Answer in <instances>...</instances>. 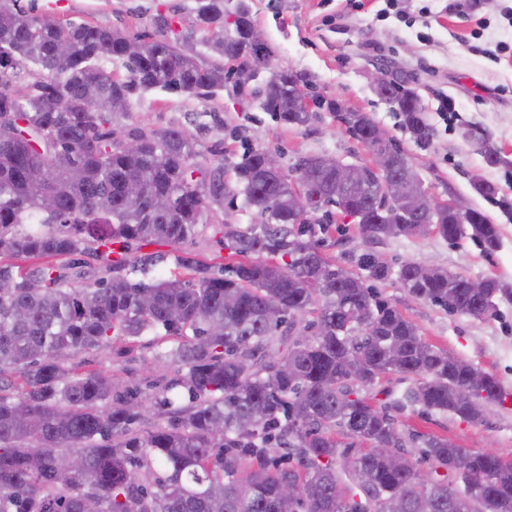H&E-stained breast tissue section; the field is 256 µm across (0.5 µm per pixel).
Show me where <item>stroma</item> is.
<instances>
[{
	"mask_svg": "<svg viewBox=\"0 0 512 512\" xmlns=\"http://www.w3.org/2000/svg\"><path fill=\"white\" fill-rule=\"evenodd\" d=\"M364 0L358 9L343 0H250L253 17L274 50L272 68H290L312 78L317 93L347 109L370 114L376 124L413 160L425 191L434 195L460 194L470 198L499 225L501 248L482 253L471 241L453 245L436 233L416 238H393L368 244L350 218L336 214L323 236L322 251L351 271L358 259L373 252L387 266L391 278L379 281L378 290L418 328L434 347L471 361L494 374L512 393V304L500 307L495 319L451 315L432 304L407 296L393 276L399 266L416 261L469 278L496 276L512 284V23L498 10L512 0ZM21 6L56 21L91 23L151 38L161 17L178 15L182 25L195 19L194 0H20ZM413 78L434 137L417 145L402 125L396 106L381 97L371 74L383 62ZM455 110L440 112L445 98ZM117 125L146 123L153 128L187 129L209 168H222L232 180L231 167L251 148L281 155L286 169L300 159L330 154L348 162H365L368 149L354 139L333 113L317 110L311 123L293 127L264 112L256 97L238 99L231 90L215 93L133 92L128 112L117 113ZM486 130L490 143L502 156L488 164L484 153L462 136L464 128ZM499 188L495 200L476 195L473 177ZM254 208L243 199L213 204L204 212L193 239L181 244L154 246L163 255L155 266L169 275L178 257L192 258L221 273L228 263L221 246L226 227L247 228L255 223ZM173 342L162 332H150L110 348L78 354L72 371H99L122 381L174 376L173 365L157 360V353ZM404 430L452 439L460 447L477 451L494 448L512 459V396L492 407L485 423L472 424L449 414L401 417Z\"/></svg>",
	"mask_w": 512,
	"mask_h": 512,
	"instance_id": "35a3bbf8",
	"label": "stroma"
}]
</instances>
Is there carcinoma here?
I'll return each mask as SVG.
<instances>
[{"mask_svg":"<svg viewBox=\"0 0 512 512\" xmlns=\"http://www.w3.org/2000/svg\"><path fill=\"white\" fill-rule=\"evenodd\" d=\"M194 12L205 31L225 26V35L204 41L218 63L204 66L185 47L195 43L192 28L173 38L161 32L131 53L132 37L120 30L55 25L17 0L0 5V512H88L91 501L98 512H512V460L406 433L396 417L417 410L482 423L487 406L506 400L499 380L425 342L367 284L389 275L373 254L361 258L367 276L340 275L318 244L327 225L308 222L297 207L292 172L270 174L264 149L252 148L234 164L233 182L207 179L187 131L112 127V104L128 103L136 90L213 93L224 88L222 60L250 65L245 40L255 20L246 0L231 11L226 0H196ZM112 60L126 63L128 79L113 78L104 66ZM31 65L34 81L17 89ZM290 76L280 69L261 106L303 127L312 115ZM408 82L392 74L379 95L426 145L433 130ZM340 121L370 151L393 144L371 138L378 126L365 112ZM465 135L489 164L503 163L484 132ZM128 137L140 140L138 151L121 147ZM300 163L311 183L307 207L359 215L367 242L432 229L487 255L502 245L499 225L480 209L462 221L407 203L382 214L369 196L378 176L368 168L349 171L341 188L319 157ZM415 174L399 148L384 178ZM472 188L489 201L498 193L479 177ZM218 195L243 197L258 219L224 232L236 258L227 273L178 258L180 271L148 276L159 258L138 250L193 237ZM20 258L49 262L27 271L12 263ZM93 260L107 274L92 275ZM421 268L401 265L405 292L452 315L494 318L500 304H512V289L496 277L474 292L461 274L434 268L420 277ZM158 329L175 346L156 359L176 374L146 382L167 422L141 432L132 428L138 385L72 374L67 363ZM389 374L413 384L378 405L369 392ZM381 448L405 463L395 466ZM288 482L299 489L293 502L282 495Z\"/></svg>","mask_w":512,"mask_h":512,"instance_id":"obj_1","label":"carcinoma"}]
</instances>
